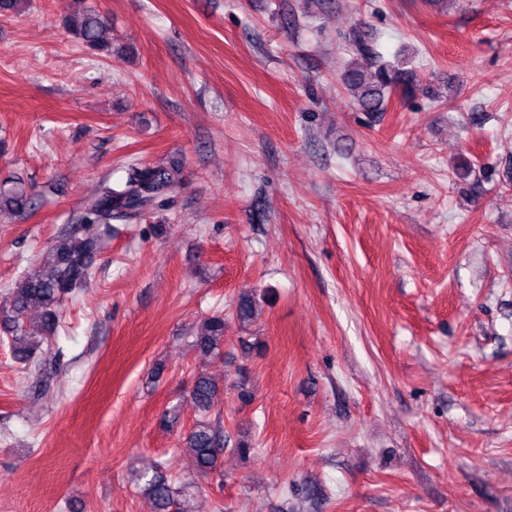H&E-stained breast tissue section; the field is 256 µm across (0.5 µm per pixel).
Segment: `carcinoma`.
<instances>
[{
	"mask_svg": "<svg viewBox=\"0 0 512 512\" xmlns=\"http://www.w3.org/2000/svg\"><path fill=\"white\" fill-rule=\"evenodd\" d=\"M74 19L69 30L74 39L97 53L109 52L103 38L106 28L103 17L86 0H75ZM29 9L28 0H0V16L20 15ZM352 58L342 73V86L351 97L353 106L360 112H385L392 96L401 94L408 98L414 93L410 85V70L401 65L385 63L375 41L364 30L354 26L346 34ZM177 185L174 171L162 166L131 163L125 181L105 184L99 195L88 202L79 222L84 232L61 234L49 251L36 260L14 281L11 303L0 310V326L9 334L10 345L17 359L33 365V354L41 341L54 335L65 301L74 296L90 277L91 259L100 249L99 236L91 231L96 224L126 221L140 215L156 200L172 191ZM28 205V195L18 182L8 189H0V212L16 213ZM42 314L39 336L31 335L26 325L30 310ZM256 303L249 296H242L235 305V313L242 321L250 320ZM193 346L212 358L224 356V314L215 312L205 317L195 336ZM219 387L208 375L196 376L190 397L200 412L185 437L184 449L193 457L196 473L203 476H223L220 459L224 455L227 436L221 419L208 417L217 399ZM141 491L148 495L156 512H197L187 498L188 479L168 473L162 463L135 471Z\"/></svg>",
	"mask_w": 512,
	"mask_h": 512,
	"instance_id": "carcinoma-1",
	"label": "carcinoma"
}]
</instances>
